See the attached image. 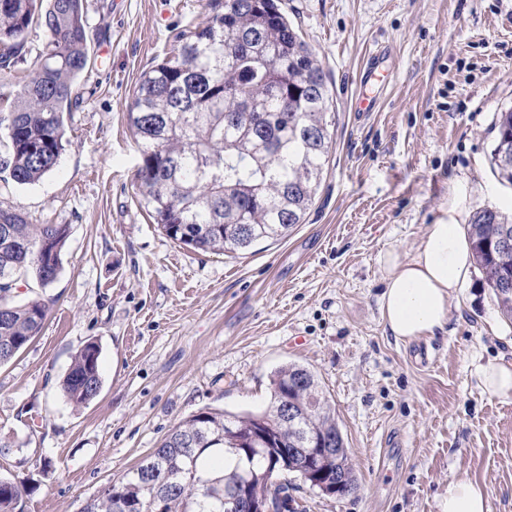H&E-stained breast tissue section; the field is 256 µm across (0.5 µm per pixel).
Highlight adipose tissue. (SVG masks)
Instances as JSON below:
<instances>
[{"label": "adipose tissue", "instance_id": "1", "mask_svg": "<svg viewBox=\"0 0 512 512\" xmlns=\"http://www.w3.org/2000/svg\"><path fill=\"white\" fill-rule=\"evenodd\" d=\"M381 261V319L396 340L410 342L444 328L451 297L470 278L473 255L462 225L441 219L428 225L412 255L392 250ZM472 375L488 397L512 399V363L478 362Z\"/></svg>", "mask_w": 512, "mask_h": 512}]
</instances>
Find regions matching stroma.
Listing matches in <instances>:
<instances>
[{
    "instance_id": "obj_1",
    "label": "stroma",
    "mask_w": 512,
    "mask_h": 512,
    "mask_svg": "<svg viewBox=\"0 0 512 512\" xmlns=\"http://www.w3.org/2000/svg\"><path fill=\"white\" fill-rule=\"evenodd\" d=\"M281 2L329 75V163L288 237L215 255L175 243L139 205L126 120L141 73L207 25L208 0H86L89 62L59 163L30 185L0 181V204L69 228L57 280L18 282L17 300H43L47 316L0 366V475L29 487L24 512H82L190 415L264 409L289 362L319 378L359 482L337 499L291 477L298 512H443L458 479L482 485L488 512H512V400L471 375L512 361V324L481 272L418 340L396 341L379 313L383 254L413 253L444 216L512 212L490 164L512 107V0ZM49 39L30 29L0 93ZM383 50L378 107L355 112L360 65ZM93 340L102 389L78 408L61 383Z\"/></svg>"
}]
</instances>
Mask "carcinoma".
<instances>
[{
    "label": "carcinoma",
    "instance_id": "carcinoma-1",
    "mask_svg": "<svg viewBox=\"0 0 512 512\" xmlns=\"http://www.w3.org/2000/svg\"><path fill=\"white\" fill-rule=\"evenodd\" d=\"M0 0V69L22 57L29 30L44 23L51 40L23 84L0 93V174L32 184L52 171L65 142L64 114L77 107L76 79L88 64L84 0ZM210 24L181 38L174 53L144 71L127 112L142 165L139 203L174 242L215 254L244 251L278 240L304 221L332 146L328 76L278 0H208ZM498 177L512 185V109L500 114L491 154ZM0 354L21 350L42 330L46 306L17 303V280L32 276L45 288L62 270L64 224H32L0 205ZM468 234L501 314L512 323V221L497 208L475 212ZM53 236L55 262L46 267L40 243ZM85 344L63 380L67 399L88 404L101 389L98 358ZM271 405L261 413L201 411L176 425L125 476L87 502L82 512H225L232 480L259 481L282 466L305 468L291 454L309 447L306 436L332 446L313 472L336 486L335 496L358 490L345 438L315 373L289 363L274 371ZM285 396L299 414L294 425L278 413ZM168 486L153 504V476ZM28 488L0 476V512H23Z\"/></svg>",
    "mask_w": 512,
    "mask_h": 512
}]
</instances>
